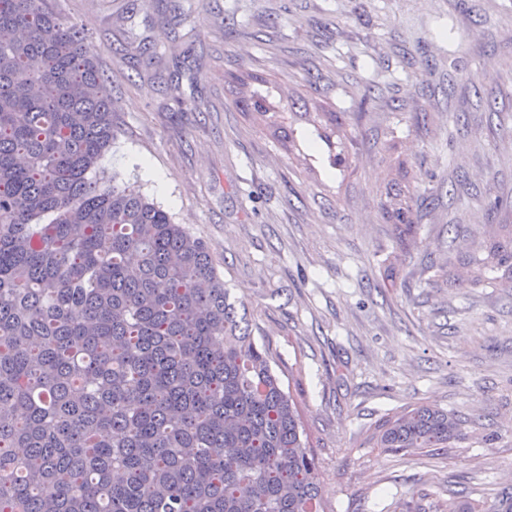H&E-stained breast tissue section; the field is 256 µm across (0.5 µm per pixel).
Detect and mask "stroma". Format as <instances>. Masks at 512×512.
<instances>
[{"mask_svg": "<svg viewBox=\"0 0 512 512\" xmlns=\"http://www.w3.org/2000/svg\"><path fill=\"white\" fill-rule=\"evenodd\" d=\"M99 47L116 138L96 172L210 248L297 403L326 512H489L512 471V0H48ZM272 80L350 156L286 151L234 103ZM315 84H307V74ZM406 199L411 225L386 214ZM427 402L450 448L376 447ZM490 258L498 268H504L508 280L502 285L510 288L508 283L512 282V242L493 243L490 248Z\"/></svg>", "mask_w": 512, "mask_h": 512, "instance_id": "35a3bbf8", "label": "stroma"}]
</instances>
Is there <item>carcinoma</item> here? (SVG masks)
<instances>
[{
	"label": "carcinoma",
	"mask_w": 512,
	"mask_h": 512,
	"mask_svg": "<svg viewBox=\"0 0 512 512\" xmlns=\"http://www.w3.org/2000/svg\"><path fill=\"white\" fill-rule=\"evenodd\" d=\"M85 27L0 0V512H323L297 406L207 244L91 175L114 141ZM237 100L283 145L271 83ZM332 146L336 118L315 125ZM490 258L512 282V242ZM419 405L379 448H450Z\"/></svg>",
	"instance_id": "cac0c4a2"
}]
</instances>
